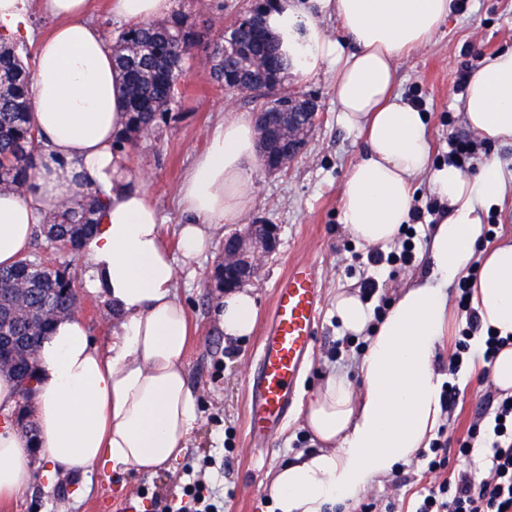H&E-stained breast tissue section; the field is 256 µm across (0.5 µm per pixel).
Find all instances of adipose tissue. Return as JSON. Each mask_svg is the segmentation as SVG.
<instances>
[{"mask_svg": "<svg viewBox=\"0 0 512 512\" xmlns=\"http://www.w3.org/2000/svg\"><path fill=\"white\" fill-rule=\"evenodd\" d=\"M88 0H0V37H30L32 11L54 19L36 44L31 122L46 149L30 190L0 193V268L30 250L37 224L63 197L96 191L107 208L83 253L85 286L110 303L117 332L108 351L75 316L56 320L36 354L37 382L21 401L0 375V414L26 403L35 426L0 424V499L15 498L40 476L66 472L154 473L186 448L197 420L183 357L189 325L175 298L177 270L158 212L133 187L127 160L112 149L124 127L121 75L112 44L87 17ZM453 0H277L267 21L294 53L297 26L311 51L302 71L329 69L339 118L360 131L366 152L351 167L340 199L346 233L368 246L393 244L410 216L414 183L427 176L447 215L425 244V270L411 274L381 320L354 290L334 300L343 331L364 337L355 362L361 381L329 373L308 397L304 426L316 449L298 453L269 475L272 512H351L361 496L429 447L443 414L446 377L435 355L453 319L446 289L471 279L470 306L481 328L512 335V235L485 246L483 213L503 204L512 171L486 162L478 180L452 165L432 167L426 116L396 91L399 57L430 44ZM111 16L136 24L167 16L173 0H108ZM335 16L344 35L321 26ZM468 127L512 145V51L492 56L464 95ZM259 161L254 127L237 117L213 131L183 176L177 202L185 221L184 260L204 253L217 224L243 218ZM215 320L228 340L249 335L256 306L247 288L227 292Z\"/></svg>", "mask_w": 512, "mask_h": 512, "instance_id": "ef3b65f1", "label": "adipose tissue"}]
</instances>
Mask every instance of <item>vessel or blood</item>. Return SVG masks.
I'll use <instances>...</instances> for the list:
<instances>
[{
  "mask_svg": "<svg viewBox=\"0 0 512 512\" xmlns=\"http://www.w3.org/2000/svg\"><path fill=\"white\" fill-rule=\"evenodd\" d=\"M317 270L294 266L279 286L257 367L248 380L253 436L272 432L292 404L301 366L315 339Z\"/></svg>",
  "mask_w": 512,
  "mask_h": 512,
  "instance_id": "vessel-or-blood-1",
  "label": "vessel or blood"
}]
</instances>
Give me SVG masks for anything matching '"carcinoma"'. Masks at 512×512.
I'll list each match as a JSON object with an SVG mask.
<instances>
[{"label": "carcinoma", "instance_id": "1", "mask_svg": "<svg viewBox=\"0 0 512 512\" xmlns=\"http://www.w3.org/2000/svg\"><path fill=\"white\" fill-rule=\"evenodd\" d=\"M237 15L228 23L211 19L207 31L199 30L187 14L175 11L162 22L127 25L113 41V62L123 74L124 128L114 139L113 150L125 155L157 137L161 126L172 118L182 97L181 87L187 73L184 53L202 51L209 63L210 80L232 94L244 91L242 100L253 108L283 100L280 111H288L293 96L282 84L284 75L294 67L293 58L279 52L280 38L272 31L259 39L252 26L238 24ZM261 61V68L254 66ZM231 71L239 82L224 86V73ZM31 72L24 63L15 41L0 37V191L26 193L41 145L30 120ZM104 207L101 197L85 192L79 199H62L56 204L52 221L39 226V234L48 243H58L66 256L50 269L37 255H26L16 265L0 269V293L7 295L27 288L24 301L30 309L18 317L12 334L35 338L48 333L53 317L49 311L65 307L71 293L79 288L75 262L83 242L100 223Z\"/></svg>", "mask_w": 512, "mask_h": 512}]
</instances>
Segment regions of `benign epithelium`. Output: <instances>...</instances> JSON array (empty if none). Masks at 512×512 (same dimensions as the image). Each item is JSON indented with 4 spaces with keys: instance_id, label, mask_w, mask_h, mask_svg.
<instances>
[{
    "instance_id": "benign-epithelium-1",
    "label": "benign epithelium",
    "mask_w": 512,
    "mask_h": 512,
    "mask_svg": "<svg viewBox=\"0 0 512 512\" xmlns=\"http://www.w3.org/2000/svg\"><path fill=\"white\" fill-rule=\"evenodd\" d=\"M317 103L312 97L298 96L288 104V136L278 153L271 150V143L279 138L278 112L252 113L260 156L264 169L269 173L288 168L305 148V141L313 133ZM278 225L262 219H252L243 230L224 237V248L219 256L211 279L215 287L224 290L241 288L252 283L278 245ZM25 341L23 336H0V370L10 369L8 355L12 344Z\"/></svg>"
}]
</instances>
